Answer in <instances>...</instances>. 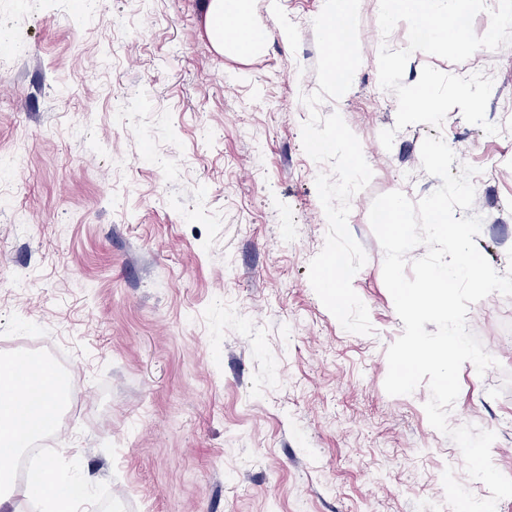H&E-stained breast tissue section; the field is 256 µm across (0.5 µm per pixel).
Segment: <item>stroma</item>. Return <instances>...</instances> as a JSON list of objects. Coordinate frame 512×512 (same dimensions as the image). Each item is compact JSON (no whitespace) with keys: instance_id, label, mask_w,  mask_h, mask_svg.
<instances>
[{"instance_id":"stroma-1","label":"stroma","mask_w":512,"mask_h":512,"mask_svg":"<svg viewBox=\"0 0 512 512\" xmlns=\"http://www.w3.org/2000/svg\"><path fill=\"white\" fill-rule=\"evenodd\" d=\"M324 0H247L257 51L218 53L204 0H0L28 52L0 72V336H43L68 353L70 404L108 407L98 425L54 440L126 512H451L452 468L475 496L459 447L433 428L430 393L388 395L386 350L403 332L370 222L378 195L418 200L440 186L421 167L425 137L479 168L475 242L512 266V140L485 137L452 108L441 128L414 124L392 148L397 99L379 84V0H360L361 65L325 99L359 139L373 177L351 199L348 228L367 262L352 286L373 328L346 331L308 279L328 222L304 151L301 97L318 88L313 26ZM493 80L486 115L512 123V52L476 51L424 66ZM209 131L199 139V127ZM412 170L404 184V170ZM467 325L496 367L460 371L450 426L495 432L491 458L512 477V297L471 305Z\"/></svg>"}]
</instances>
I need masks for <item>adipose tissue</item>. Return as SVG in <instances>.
Segmentation results:
<instances>
[{"mask_svg": "<svg viewBox=\"0 0 512 512\" xmlns=\"http://www.w3.org/2000/svg\"><path fill=\"white\" fill-rule=\"evenodd\" d=\"M206 32L217 51H224L226 33H233L236 45L255 50L261 45L260 33L242 7V0H207Z\"/></svg>", "mask_w": 512, "mask_h": 512, "instance_id": "1", "label": "adipose tissue"}]
</instances>
